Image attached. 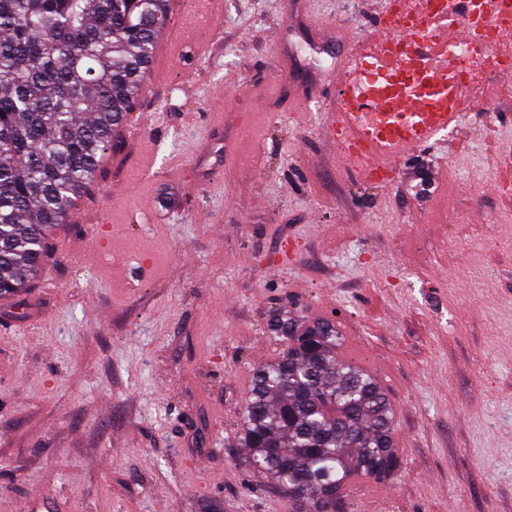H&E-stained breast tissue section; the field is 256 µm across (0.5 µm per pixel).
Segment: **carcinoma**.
I'll return each instance as SVG.
<instances>
[{"instance_id": "1", "label": "carcinoma", "mask_w": 512, "mask_h": 512, "mask_svg": "<svg viewBox=\"0 0 512 512\" xmlns=\"http://www.w3.org/2000/svg\"><path fill=\"white\" fill-rule=\"evenodd\" d=\"M169 13L170 0H0V298L30 286L112 151ZM268 329L283 351L253 371L241 463L296 512H338L352 479L400 466L393 406L340 357L332 319L284 314Z\"/></svg>"}]
</instances>
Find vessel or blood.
I'll return each mask as SVG.
<instances>
[{"instance_id": "obj_1", "label": "vessel or blood", "mask_w": 512, "mask_h": 512, "mask_svg": "<svg viewBox=\"0 0 512 512\" xmlns=\"http://www.w3.org/2000/svg\"><path fill=\"white\" fill-rule=\"evenodd\" d=\"M480 28L501 43L512 29L503 0H387L339 67L327 114V134L361 182H380L474 112L463 73Z\"/></svg>"}]
</instances>
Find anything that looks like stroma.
I'll return each mask as SVG.
<instances>
[{
	"label": "stroma",
	"mask_w": 512,
	"mask_h": 512,
	"mask_svg": "<svg viewBox=\"0 0 512 512\" xmlns=\"http://www.w3.org/2000/svg\"><path fill=\"white\" fill-rule=\"evenodd\" d=\"M386 0H172L39 276L0 300V512H294L239 460L280 311L332 315L401 467L344 512H512V82L368 186L325 114Z\"/></svg>",
	"instance_id": "35a3bbf8"
}]
</instances>
